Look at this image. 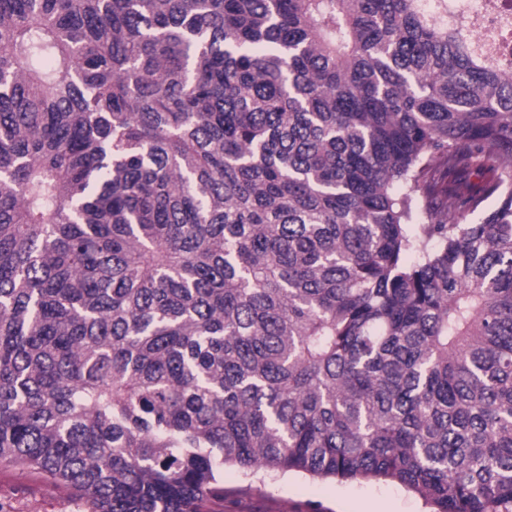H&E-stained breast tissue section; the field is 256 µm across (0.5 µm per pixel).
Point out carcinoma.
Returning <instances> with one entry per match:
<instances>
[{
	"label": "carcinoma",
	"mask_w": 512,
	"mask_h": 512,
	"mask_svg": "<svg viewBox=\"0 0 512 512\" xmlns=\"http://www.w3.org/2000/svg\"><path fill=\"white\" fill-rule=\"evenodd\" d=\"M2 462L512 505V74L423 0H0Z\"/></svg>",
	"instance_id": "obj_1"
}]
</instances>
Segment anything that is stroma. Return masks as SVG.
I'll use <instances>...</instances> for the list:
<instances>
[{
    "label": "stroma",
    "instance_id": "obj_1",
    "mask_svg": "<svg viewBox=\"0 0 512 512\" xmlns=\"http://www.w3.org/2000/svg\"><path fill=\"white\" fill-rule=\"evenodd\" d=\"M0 512H85L64 487L10 465L0 466ZM216 512H430L425 501L390 481L322 480L301 473L224 470Z\"/></svg>",
    "mask_w": 512,
    "mask_h": 512
}]
</instances>
